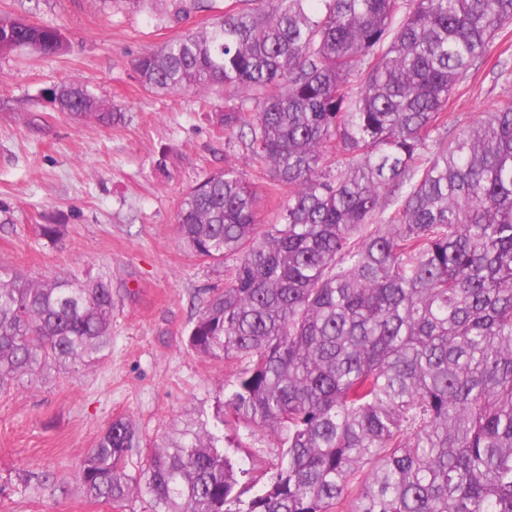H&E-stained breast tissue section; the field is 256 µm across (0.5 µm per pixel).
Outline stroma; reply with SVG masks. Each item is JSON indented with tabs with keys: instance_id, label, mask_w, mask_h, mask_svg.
<instances>
[{
	"instance_id": "obj_1",
	"label": "stroma",
	"mask_w": 512,
	"mask_h": 512,
	"mask_svg": "<svg viewBox=\"0 0 512 512\" xmlns=\"http://www.w3.org/2000/svg\"><path fill=\"white\" fill-rule=\"evenodd\" d=\"M176 13L172 0H0V18L59 27L57 56L0 55V268L31 279L69 274L112 279V350L76 374L48 373L0 393V512H148L144 498L122 507L86 499L77 472L112 419L135 423L137 471L148 449L206 427L235 470L254 469L269 435L221 425L224 377L232 367L187 346L198 306L223 287L237 256L215 262L180 240L175 216L184 192L226 162L262 193L259 219L271 224L286 197L274 189L217 115L224 88L206 93L145 88L135 69L145 52L209 28L232 8ZM512 23L496 36L448 102V126L472 125L490 104L512 98ZM80 80L116 118L73 121L47 91ZM60 224L43 238L39 227ZM53 473L55 487L26 482Z\"/></svg>"
}]
</instances>
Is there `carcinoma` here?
Wrapping results in <instances>:
<instances>
[{
  "instance_id": "1",
  "label": "carcinoma",
  "mask_w": 512,
  "mask_h": 512,
  "mask_svg": "<svg viewBox=\"0 0 512 512\" xmlns=\"http://www.w3.org/2000/svg\"><path fill=\"white\" fill-rule=\"evenodd\" d=\"M512 0H237L210 28L138 58L142 84L224 85V130L287 189L275 224L235 165L183 197L179 238L240 256L187 339L236 368L227 423L269 434L246 490L206 430L140 468L133 422L83 458L87 499L150 512H512V99L444 141L458 82ZM66 51L0 19V54ZM60 111L112 124L78 80ZM249 133H244V129ZM112 283L0 275V391L112 349Z\"/></svg>"
}]
</instances>
